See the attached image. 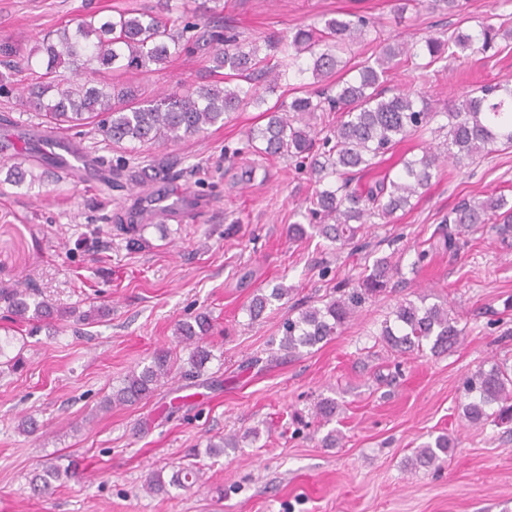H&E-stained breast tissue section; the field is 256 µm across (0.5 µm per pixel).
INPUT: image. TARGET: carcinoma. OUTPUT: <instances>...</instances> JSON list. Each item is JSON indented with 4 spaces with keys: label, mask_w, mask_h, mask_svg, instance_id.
<instances>
[{
    "label": "carcinoma",
    "mask_w": 512,
    "mask_h": 512,
    "mask_svg": "<svg viewBox=\"0 0 512 512\" xmlns=\"http://www.w3.org/2000/svg\"><path fill=\"white\" fill-rule=\"evenodd\" d=\"M368 31L369 21L364 17L342 14L325 20L320 29L300 28L288 37L266 34L244 46L236 35L225 34L222 24L199 28L181 15L128 7L107 15H79L74 26L66 25L43 38L40 62L33 61L34 52L21 62L29 71L37 65L44 67L39 80L28 86V98L50 128L71 130L93 124L105 141L117 147L189 138L224 121V114L262 101L260 83L273 89L282 80H298L300 95L287 105L266 109L268 121L265 127L248 134V146L305 164L317 182H327V187L316 191L310 200L309 213L320 220L310 228L330 243L345 246L356 240L363 225L389 218L409 206L411 199L429 185L439 163L451 158L475 159L499 145L512 147V88L487 85L480 94H466L442 111L420 91L401 90L387 98L379 90L393 63L402 57L421 60L417 68L423 71L437 64L444 71L448 60L460 51L492 48L499 30L484 21L469 32L457 30L449 36L388 43L359 64L351 77L336 81L334 86L308 90L306 74H312L319 83L327 81L341 68L340 54L363 40ZM181 53L208 58L215 67L226 70L225 80L235 79L237 84L204 85L156 101L143 98L139 89L122 81L126 74L149 72L151 66ZM62 69L72 76L61 75ZM319 112L336 113V122L319 129L312 126L311 120ZM439 115L447 120L441 126L446 131L445 153L426 147L420 157L404 161L395 176L385 175L362 191L350 188L353 176L370 170L378 158ZM31 175L24 163L14 162L7 166L4 182L19 187ZM494 217L502 219L495 226L496 232L507 239L512 232V206L504 196L461 199L444 220L454 229L442 235L443 247L459 250L461 237ZM393 272L399 273L398 266L386 257L378 258L358 287L288 318L279 349L293 354L331 338L366 297L387 287ZM287 294L288 289L276 287L268 295H255L249 306L250 317L259 318L271 300ZM0 307L13 322H34V333L40 324L65 315L79 323L106 315L101 308L61 312L29 287L1 288ZM395 322L394 327L384 326L381 339L404 352L427 344L435 354L447 352L462 335L456 318L437 303L418 306L404 302L395 310ZM211 329L210 317L201 313L176 324L177 342L190 349L185 375L199 376L212 359L211 350L204 345ZM172 369L170 351L155 352L150 363L130 371L100 409L132 405L146 398L165 382ZM464 392V415L471 423L480 424L492 417L512 421L511 368L497 364L488 370L479 368L465 381ZM237 446L234 436L207 444L211 456ZM454 448L448 435L432 437L416 449L413 466L438 468ZM60 474L59 465L44 466L30 481L33 491L43 496L52 494ZM197 480L198 472L192 469L173 472L167 482L158 471L150 476L146 489L162 492L168 485L183 489Z\"/></svg>",
    "instance_id": "1"
}]
</instances>
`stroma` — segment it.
Masks as SVG:
<instances>
[{"label": "stroma", "mask_w": 512, "mask_h": 512, "mask_svg": "<svg viewBox=\"0 0 512 512\" xmlns=\"http://www.w3.org/2000/svg\"><path fill=\"white\" fill-rule=\"evenodd\" d=\"M84 0H0V45L28 55L45 35L73 21ZM224 25L241 38L286 35L345 12L368 16L379 41L365 39L343 56L362 62L380 43L397 44L474 28L504 27L506 43L462 52L443 72L395 66L382 89L424 92L453 103L484 84L512 87V0H464L456 14L427 0L397 13L396 0H221ZM196 56L130 75L153 99L223 80ZM34 77L0 63V138H39V118L26 87ZM297 80L266 93L264 106L225 116L223 126L178 143L107 145L93 126L59 132L60 145H80L86 169L58 176L35 167L27 146L0 160L33 163L35 182L0 184V287L28 283L58 309L108 314L91 324L62 321L31 332L0 314L7 356L0 364V512H512V421L474 425L463 413L465 379L492 364L512 366V246L492 225L469 233L459 251L442 249V222L465 197L512 201V148L434 170L423 194L389 222L366 225L364 249H336L323 237L288 236L309 224L315 178L308 169L247 150V134L264 126L263 107L291 100ZM444 134L430 124L406 137L354 188L398 173ZM125 175L104 191L118 163ZM190 195L196 214L156 216L154 197ZM382 256L398 261L381 293L366 298L330 340L294 354L280 351L282 324L300 309L357 287ZM282 286L287 295L259 319L257 292ZM448 307L463 335L449 352L400 354L382 342L386 320L403 301ZM209 315L205 342L213 353L200 377H184L189 352L175 344L179 321ZM176 367L149 397L100 411L99 405L135 367L160 349ZM335 399L332 421L316 418L322 398ZM33 418L35 433L21 432ZM342 439L325 443L331 430ZM456 446L442 468L414 469L409 460L429 435ZM236 435L239 446L212 458L210 440ZM69 474L53 495L34 496L29 480L45 462ZM195 465L188 489L147 493L151 473L171 476Z\"/></svg>", "instance_id": "35a3bbf8"}]
</instances>
